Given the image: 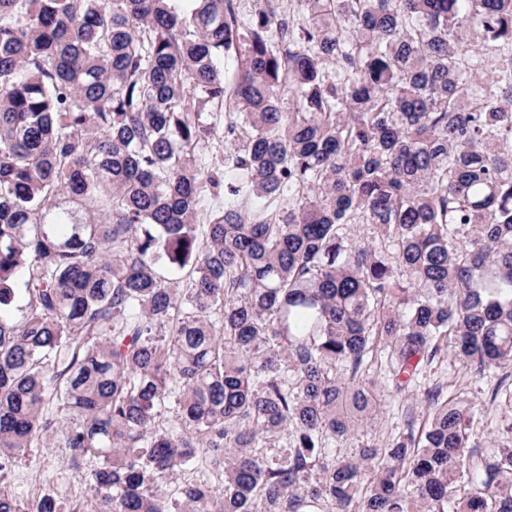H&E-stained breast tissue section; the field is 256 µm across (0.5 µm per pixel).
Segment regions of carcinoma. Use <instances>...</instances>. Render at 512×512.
Wrapping results in <instances>:
<instances>
[{
  "label": "carcinoma",
  "mask_w": 512,
  "mask_h": 512,
  "mask_svg": "<svg viewBox=\"0 0 512 512\" xmlns=\"http://www.w3.org/2000/svg\"><path fill=\"white\" fill-rule=\"evenodd\" d=\"M291 8L0 0V512L54 440L86 512H512L439 386L330 451L512 369V0ZM427 372L420 376L417 386L413 387L407 395L406 400L400 399L393 401L390 397L384 396L376 413L367 423L365 422L358 430L355 437L347 441H336V456H350L355 452L354 446L361 444V441L375 442L383 445L391 435L396 434L402 427L403 413L407 407L414 408L420 419L425 415L426 407L421 403L422 393L428 385L442 381L445 386L448 385V391L451 394L461 385L459 392L469 399V401L484 405L488 394L498 383L502 372L494 371L485 374H472L462 369L459 362L448 351L444 361L434 363ZM457 382V386H453Z\"/></svg>",
  "instance_id": "1"
}]
</instances>
